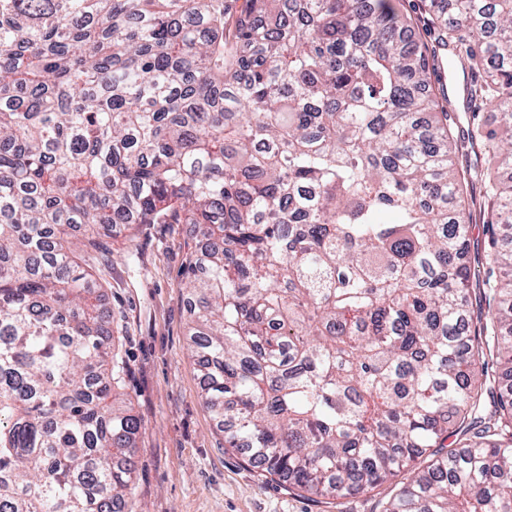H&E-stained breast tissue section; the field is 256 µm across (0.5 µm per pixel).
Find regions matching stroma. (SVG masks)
<instances>
[{"label":"stroma","mask_w":512,"mask_h":512,"mask_svg":"<svg viewBox=\"0 0 512 512\" xmlns=\"http://www.w3.org/2000/svg\"><path fill=\"white\" fill-rule=\"evenodd\" d=\"M415 40L440 54L423 0H394ZM470 265L482 269L491 206L484 181L468 187ZM198 237L187 224H137L84 248L81 262L101 286L112 317L123 391L140 421L133 512H383L386 500L426 459L410 462L373 491L309 497L260 475L225 447L222 425L203 406L189 350L188 296L180 282Z\"/></svg>","instance_id":"1"}]
</instances>
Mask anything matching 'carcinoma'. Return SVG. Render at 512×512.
I'll return each mask as SVG.
<instances>
[{
	"label": "carcinoma",
	"instance_id": "cac0c4a2",
	"mask_svg": "<svg viewBox=\"0 0 512 512\" xmlns=\"http://www.w3.org/2000/svg\"><path fill=\"white\" fill-rule=\"evenodd\" d=\"M234 2L0 0V512L132 494L140 423L72 238L117 224L201 237L190 350L249 464L342 497L427 453L383 512H512V137L468 130L494 169L476 278L471 173L393 0ZM440 3L512 127V0Z\"/></svg>",
	"mask_w": 512,
	"mask_h": 512
}]
</instances>
